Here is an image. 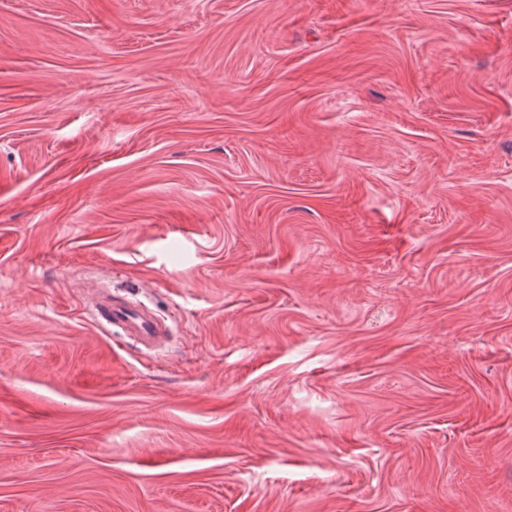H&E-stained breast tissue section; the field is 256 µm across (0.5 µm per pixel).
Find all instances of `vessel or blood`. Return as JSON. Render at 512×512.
Instances as JSON below:
<instances>
[{
	"label": "vessel or blood",
	"instance_id": "obj_1",
	"mask_svg": "<svg viewBox=\"0 0 512 512\" xmlns=\"http://www.w3.org/2000/svg\"><path fill=\"white\" fill-rule=\"evenodd\" d=\"M91 310L102 324L120 329L122 337L143 345L163 333L160 322L147 306L117 298L104 289L93 294Z\"/></svg>",
	"mask_w": 512,
	"mask_h": 512
}]
</instances>
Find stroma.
<instances>
[{"label":"stroma","mask_w":512,"mask_h":512,"mask_svg":"<svg viewBox=\"0 0 512 512\" xmlns=\"http://www.w3.org/2000/svg\"><path fill=\"white\" fill-rule=\"evenodd\" d=\"M0 512H512V0H0ZM91 310L102 324L118 328L119 334L138 344L152 342L165 334L154 313L141 302L117 298L111 292L97 289L91 298Z\"/></svg>","instance_id":"1"}]
</instances>
